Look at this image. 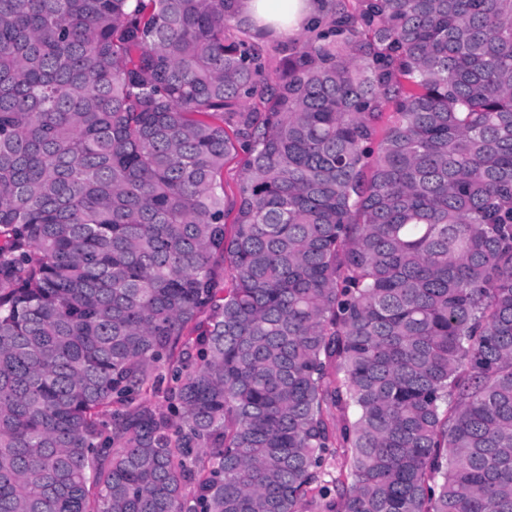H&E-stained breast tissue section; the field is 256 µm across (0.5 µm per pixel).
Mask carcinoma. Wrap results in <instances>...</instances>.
<instances>
[{
	"label": "carcinoma",
	"instance_id": "obj_1",
	"mask_svg": "<svg viewBox=\"0 0 512 512\" xmlns=\"http://www.w3.org/2000/svg\"><path fill=\"white\" fill-rule=\"evenodd\" d=\"M238 8L0 0V512H512V0ZM320 8L318 0H241L239 12L246 21L277 24L282 36L296 38L320 15Z\"/></svg>",
	"mask_w": 512,
	"mask_h": 512
}]
</instances>
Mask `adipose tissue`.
Masks as SVG:
<instances>
[{"mask_svg": "<svg viewBox=\"0 0 512 512\" xmlns=\"http://www.w3.org/2000/svg\"><path fill=\"white\" fill-rule=\"evenodd\" d=\"M319 0H241L242 19L256 24H276L282 36L295 38L304 34L319 16Z\"/></svg>", "mask_w": 512, "mask_h": 512, "instance_id": "1", "label": "adipose tissue"}]
</instances>
